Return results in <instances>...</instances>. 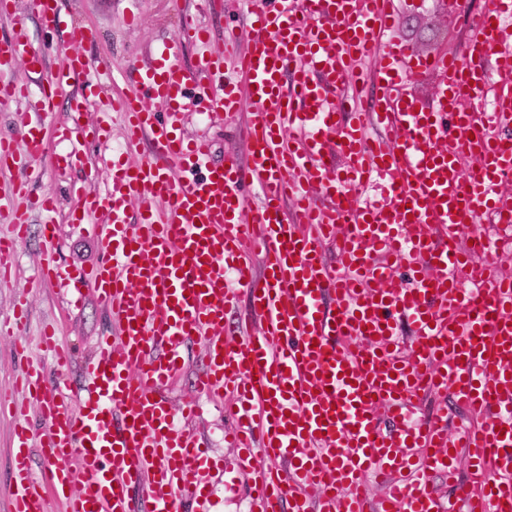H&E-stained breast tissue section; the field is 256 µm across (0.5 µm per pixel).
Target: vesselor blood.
Returning a JSON list of instances; mask_svg holds the SVG:
<instances>
[{
	"mask_svg": "<svg viewBox=\"0 0 512 512\" xmlns=\"http://www.w3.org/2000/svg\"><path fill=\"white\" fill-rule=\"evenodd\" d=\"M257 0L255 35L238 61L245 84L224 78L223 56L195 68L177 62L183 44L204 41L194 20L176 40L157 46L150 63H129L134 90L104 93L110 65L90 69L67 55L38 87L0 80V107L34 103L37 120L0 135V169L18 153L43 159L41 115L75 79L85 92L73 109L97 105L93 140L109 141L112 115L125 119L126 141L149 138L152 154L113 161L105 191L83 190L71 222L102 226L101 258L92 274L62 273L51 261L44 281L66 278L90 287L118 323L83 364L78 395L50 390L40 363L21 380L49 428L32 437L25 406L14 411L16 440L10 512H46L48 497L65 512H210L201 472L223 468L183 431L161 391L182 372L192 336L205 339L200 396L238 402L225 436L236 465L254 484L256 512H447L433 478L454 477L459 454L472 468L460 487V512H512V278L492 277L512 242V209L502 177L512 174V0L471 14L472 34L460 53L425 54L397 42L396 0ZM31 69L43 54L24 19L0 41V73L17 58ZM374 58L365 73L361 63ZM436 78L425 97L411 87ZM382 88L371 111L344 108L357 87ZM492 97V110L479 108ZM253 109L242 127L251 145L250 176L234 158L211 162L205 136L186 138L179 115ZM378 125L385 137L369 136ZM300 131L301 145L285 142ZM338 143L341 164L321 161ZM381 182L382 201L362 203L367 184ZM261 198L249 206L247 186ZM323 193L328 206L310 202ZM137 215H129L130 202ZM491 221L494 235L469 243L473 225ZM14 236L0 237V280L11 274L14 241L26 235L27 213L0 210ZM334 240L342 269L325 264L321 243ZM248 289L263 329L238 344L224 336V315ZM334 308L324 309V297ZM415 340L402 351L398 316ZM449 391L478 415L479 427L449 438L440 420L417 422L412 401ZM397 430L383 431L378 411ZM51 463L43 479L33 451ZM265 466L251 464L255 456ZM386 485L371 503L369 482ZM316 498H309V491Z\"/></svg>",
	"mask_w": 512,
	"mask_h": 512,
	"instance_id": "b4317fda",
	"label": "vessel or blood"
}]
</instances>
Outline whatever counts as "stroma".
Instances as JSON below:
<instances>
[{
	"instance_id": "obj_1",
	"label": "stroma",
	"mask_w": 512,
	"mask_h": 512,
	"mask_svg": "<svg viewBox=\"0 0 512 512\" xmlns=\"http://www.w3.org/2000/svg\"><path fill=\"white\" fill-rule=\"evenodd\" d=\"M17 9L26 18L34 47L44 51L45 71L56 70L64 55L60 34L44 28L39 13L30 0H17ZM250 0H218L211 15L199 18L210 31L208 42L185 46L179 56L186 68H194L205 55L223 52L228 37L239 36V51H246L248 40L240 32L247 25ZM400 16L396 36L402 42L425 52H452L462 28L458 12L450 10L444 0H398ZM57 8L64 27H88L94 30L90 42L73 44L72 49L83 55L90 65L108 60L113 71L124 69L133 58L146 59L152 47L175 38L183 17L196 14L195 0H58ZM82 92L80 81H72L58 99V110L44 116L42 123L49 144V158L43 159L44 178L33 185V195H57L59 204L55 216L59 226L54 241H45L41 235L42 216L31 212L26 236L17 241L14 262L18 266L15 278L0 282V321L12 318L18 305H25L28 322L21 335L0 336V396L6 401L21 397L17 380L28 359L46 364V377L51 386L77 392L84 382L82 361L92 351L97 337L112 336L117 332L107 307L93 294H86L80 306H73V292L64 283H45L36 280L32 271L45 260H54L64 269L78 268L93 272L100 261L99 231L89 224H74L68 219L73 205L70 183L92 189H104L110 176L112 157L122 154L125 161L136 163L149 157V140L126 146L119 134L122 121L113 119L116 136L111 147L93 145L76 129L90 125L95 115L75 113L71 107ZM247 112L229 115L223 112H185L180 127L186 135L206 136L212 144V158L223 161L225 154H235L239 164L247 162V148L237 140V125L247 120ZM72 128L71 137H62L63 128ZM55 154L77 155L81 164L65 174L51 170L50 158ZM55 325L63 345L70 347L75 359L66 375H56L39 348L40 334L45 325ZM204 345L201 339L186 341L182 357L184 371L175 384L165 388L163 395L174 408H182L194 397V381L203 366ZM229 422L227 410L203 404L202 412L187 425L210 453L223 457L225 464L235 461L234 449L224 443V430ZM211 492V512H249L248 479L241 474L211 472L205 478Z\"/></svg>"
}]
</instances>
